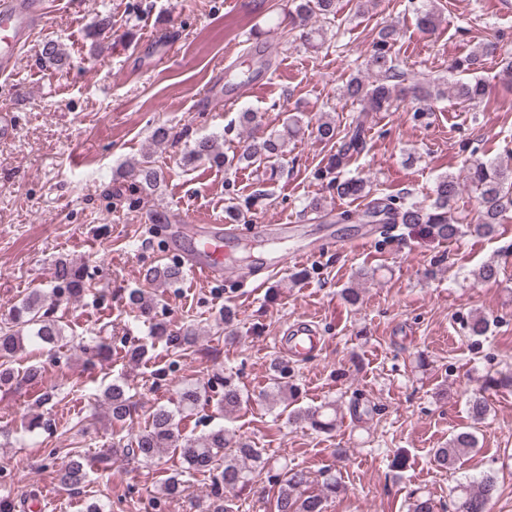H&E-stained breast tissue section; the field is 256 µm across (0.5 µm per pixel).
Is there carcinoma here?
Instances as JSON below:
<instances>
[{"instance_id":"obj_1","label":"carcinoma","mask_w":512,"mask_h":512,"mask_svg":"<svg viewBox=\"0 0 512 512\" xmlns=\"http://www.w3.org/2000/svg\"><path fill=\"white\" fill-rule=\"evenodd\" d=\"M289 16L305 21L315 14L327 15L336 8V0H291ZM409 7L417 17L419 25L430 30L438 21L434 0H409ZM399 36L392 25L382 27L373 41L365 58L367 76L354 74L344 86V96L366 105L369 112L389 111L396 102L410 101V111L417 121L427 118L432 111L430 101L444 95L443 82L414 88L403 87L405 72L397 63L394 47ZM495 48L481 43L467 55L453 60L448 73L454 79L448 82V89L456 102L473 109L487 104L486 86L477 76L485 57L493 54ZM42 60L60 65L66 55L61 45L48 41L41 51ZM300 120L292 118L283 130L263 138L252 140L238 155V160L251 164L277 161L286 153L288 139L299 130ZM365 125L362 117L352 119L346 132L336 127L328 117H320L316 133L327 143L338 141L336 153L328 158L324 172L331 176L329 184L336 194L349 199L366 200L362 214L342 211L336 217L356 224H407L419 227L434 238L451 243L463 233L476 237H491L497 227L512 213V166L497 159L479 157V149H471L472 160L468 166L465 181L477 192L475 223L462 225L456 215L457 202L462 194L463 182L454 174H441L436 178L432 199L429 204L408 202L400 195L375 197L370 182L358 176H347L344 169L353 157L367 150ZM187 161H206L215 167L230 165L228 158L214 136L196 140L190 148ZM134 192L142 194L156 189L163 179L160 170L149 161L128 165L126 171ZM500 274L499 265L487 261L472 271L474 280L481 283L495 282ZM182 277L181 265L177 263L155 266L147 270L146 278L163 287H170ZM90 284L85 268L73 262L59 260L54 265L53 287L29 294L13 310L10 319L0 326V390L9 389L21 382L33 384L41 378V366L30 365L23 372L12 367L18 352L24 349V342L34 345H51L64 336V328L53 316V306L62 299L77 300L87 296ZM127 305L140 316L152 321L151 338H163L167 343L182 349L196 343L197 332L192 327L175 331L167 323L155 320L156 303L141 289H132L126 296ZM490 321L480 312L470 316L464 329L471 336L488 333ZM222 395L216 399L218 412L228 416L239 411L249 401L232 374L224 375ZM273 388L265 392V399L277 402L295 397L298 387L292 382L288 361L280 360L273 366ZM104 404L112 425L127 430V443L122 453L142 462H152L163 452L172 450L179 453L186 464L185 470L169 476L162 487L168 497H179L188 491V479L202 474L211 478L212 489L205 512H231L224 503V493L247 485L253 472L275 471L272 479L278 486L276 512H325V503L343 491L342 484L331 472H326L320 492H307L310 484L309 472L278 464V461L264 456L263 449L253 447L245 440H237L222 426L201 435H185L179 428L180 420L187 419L199 406L202 398L201 387L187 383L177 392L176 405L155 406L149 413V426L142 431L134 430L136 413L135 395L130 386L121 379H114L103 391ZM472 426L466 431L451 435L443 448L434 452L435 462L442 468L454 465L460 458L470 454L477 447L475 425L482 423L491 406L481 393L468 399ZM338 408L334 404L298 409L288 415V422H305L319 431L332 429L336 425ZM88 477V467L80 459H72L56 470L58 483L77 490ZM496 490L495 479L488 473L461 483L457 486V500L468 504L467 512H488L487 506ZM409 512H435L433 499L419 493L412 497Z\"/></svg>"}]
</instances>
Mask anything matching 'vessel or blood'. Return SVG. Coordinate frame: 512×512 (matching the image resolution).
<instances>
[{
    "instance_id": "obj_1",
    "label": "vessel or blood",
    "mask_w": 512,
    "mask_h": 512,
    "mask_svg": "<svg viewBox=\"0 0 512 512\" xmlns=\"http://www.w3.org/2000/svg\"><path fill=\"white\" fill-rule=\"evenodd\" d=\"M45 0H0V72L15 69L23 51L46 22ZM228 231L220 224H196L185 242L193 257L192 271L207 280L222 277L227 265ZM321 343L308 323L294 325L283 346L301 356L318 349Z\"/></svg>"
}]
</instances>
